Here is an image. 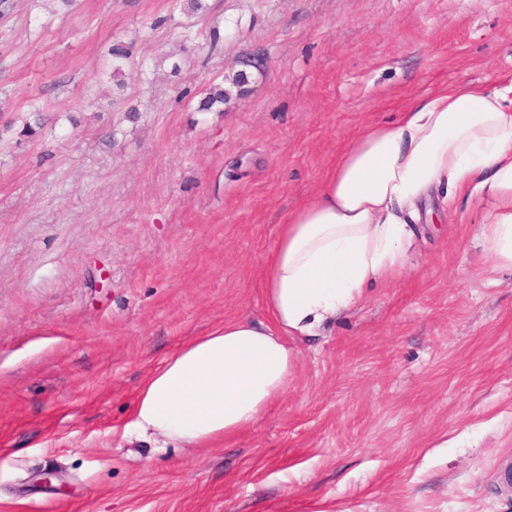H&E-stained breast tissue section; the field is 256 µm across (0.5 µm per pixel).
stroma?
I'll list each match as a JSON object with an SVG mask.
<instances>
[{
    "instance_id": "35a3bbf8",
    "label": "stroma",
    "mask_w": 512,
    "mask_h": 512,
    "mask_svg": "<svg viewBox=\"0 0 512 512\" xmlns=\"http://www.w3.org/2000/svg\"><path fill=\"white\" fill-rule=\"evenodd\" d=\"M9 2L0 512H512V268L475 197L435 198L404 269L289 337L252 426L123 435L180 347L266 321L261 257L363 124L442 83L512 86V0Z\"/></svg>"
}]
</instances>
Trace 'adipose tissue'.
<instances>
[{
  "instance_id": "obj_1",
  "label": "adipose tissue",
  "mask_w": 512,
  "mask_h": 512,
  "mask_svg": "<svg viewBox=\"0 0 512 512\" xmlns=\"http://www.w3.org/2000/svg\"><path fill=\"white\" fill-rule=\"evenodd\" d=\"M489 198L488 248L512 266V91L445 83L392 124L363 125L262 258L268 322L227 321L139 386L126 435L204 448L252 425L288 388L292 336H313L406 263V215L431 192Z\"/></svg>"
}]
</instances>
